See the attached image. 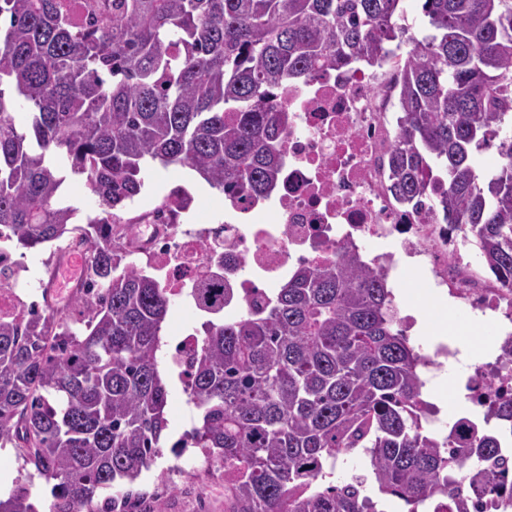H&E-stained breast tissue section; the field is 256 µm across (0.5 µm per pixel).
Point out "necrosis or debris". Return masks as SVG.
Wrapping results in <instances>:
<instances>
[{
	"label": "necrosis or debris",
	"mask_w": 512,
	"mask_h": 512,
	"mask_svg": "<svg viewBox=\"0 0 512 512\" xmlns=\"http://www.w3.org/2000/svg\"><path fill=\"white\" fill-rule=\"evenodd\" d=\"M392 72L325 67L288 84L275 100L288 110L285 163L270 196L225 199L223 224H183L162 205L133 222L113 219L112 241L141 260L171 297L202 314L201 289L222 271L217 304L225 312L259 310L297 265L352 246L386 273L406 267L447 293L453 305L484 319L490 351L466 378L478 421L455 426L459 451L479 428L494 429L499 402L512 400V281L487 277L465 234L428 209L407 208L390 190L386 155L396 132L388 121Z\"/></svg>",
	"instance_id": "4bbe7bcc"
}]
</instances>
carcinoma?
Instances as JSON below:
<instances>
[{
	"label": "carcinoma",
	"instance_id": "1",
	"mask_svg": "<svg viewBox=\"0 0 512 512\" xmlns=\"http://www.w3.org/2000/svg\"><path fill=\"white\" fill-rule=\"evenodd\" d=\"M403 0H0V229L18 249L72 241L90 274L68 313L0 322V447L19 448L53 512H131V486L160 452L169 391L158 352L172 298L112 254V210L148 162L188 167L221 195L278 185L288 112L276 89L318 67L373 65L403 43ZM80 12L96 14L91 23ZM427 34L399 70L391 191L475 239L512 280V137L503 162L475 155L512 117V0H424ZM25 111L18 112L16 107ZM63 159L106 216L75 224L58 202ZM187 388L199 447L224 463V512H469L509 495L505 443L427 432L422 355L396 329L387 279L355 250L296 268L262 311L208 309ZM363 450L379 501L360 480L314 483ZM0 512H36L29 494ZM463 480L462 491H465V494L470 497L474 502V511L475 512H511L512 511V501L511 506L508 508H504L501 505L498 506L497 499L495 497H488L487 495L481 496L476 494V492L472 489L470 484L466 478L460 479ZM472 491H470V490Z\"/></svg>",
	"mask_w": 512,
	"mask_h": 512
}]
</instances>
